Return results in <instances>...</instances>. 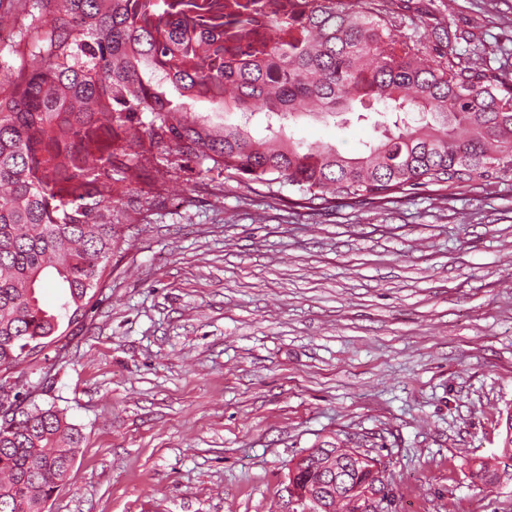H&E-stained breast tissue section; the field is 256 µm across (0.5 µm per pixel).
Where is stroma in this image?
I'll return each instance as SVG.
<instances>
[{
    "mask_svg": "<svg viewBox=\"0 0 512 512\" xmlns=\"http://www.w3.org/2000/svg\"><path fill=\"white\" fill-rule=\"evenodd\" d=\"M419 32L479 26L512 78V0H412ZM359 152L373 132L298 117ZM171 171L82 331L19 371L84 436L48 512H288V464L345 443L382 466L379 512H512L477 483L512 412V178L309 210Z\"/></svg>",
    "mask_w": 512,
    "mask_h": 512,
    "instance_id": "obj_1",
    "label": "stroma"
}]
</instances>
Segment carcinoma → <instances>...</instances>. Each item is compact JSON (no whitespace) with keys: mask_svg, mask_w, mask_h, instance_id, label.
<instances>
[{"mask_svg":"<svg viewBox=\"0 0 512 512\" xmlns=\"http://www.w3.org/2000/svg\"><path fill=\"white\" fill-rule=\"evenodd\" d=\"M12 63H0V372L83 327L107 287L122 230L146 220L131 196L162 148L203 172L257 184L303 207H381L437 188L487 193L512 177V80L459 45L475 28L408 32L398 0H30ZM242 124L213 125L184 99ZM304 112L346 115L377 136L355 157L285 134ZM118 177H113V174ZM48 278L59 310L42 306ZM81 431L34 400L0 417V512H26L7 488L29 476L49 496L70 476ZM351 457L336 481L364 483ZM512 469V437L473 479Z\"/></svg>","mask_w":512,"mask_h":512,"instance_id":"obj_1","label":"carcinoma"}]
</instances>
